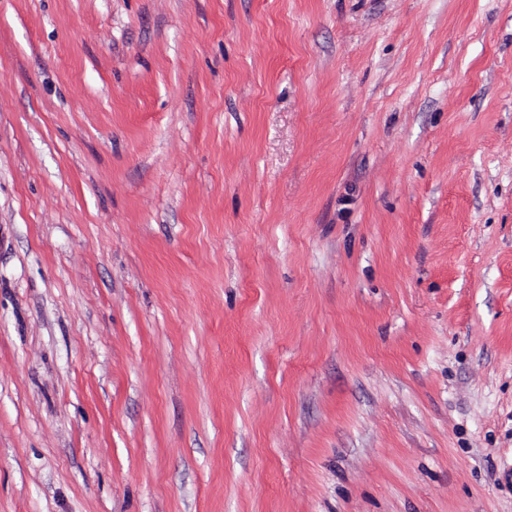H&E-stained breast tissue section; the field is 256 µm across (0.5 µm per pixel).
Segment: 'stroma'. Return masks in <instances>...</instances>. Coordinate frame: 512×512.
Masks as SVG:
<instances>
[{
	"label": "stroma",
	"instance_id": "1",
	"mask_svg": "<svg viewBox=\"0 0 512 512\" xmlns=\"http://www.w3.org/2000/svg\"><path fill=\"white\" fill-rule=\"evenodd\" d=\"M0 512H512V0H0Z\"/></svg>",
	"mask_w": 512,
	"mask_h": 512
}]
</instances>
